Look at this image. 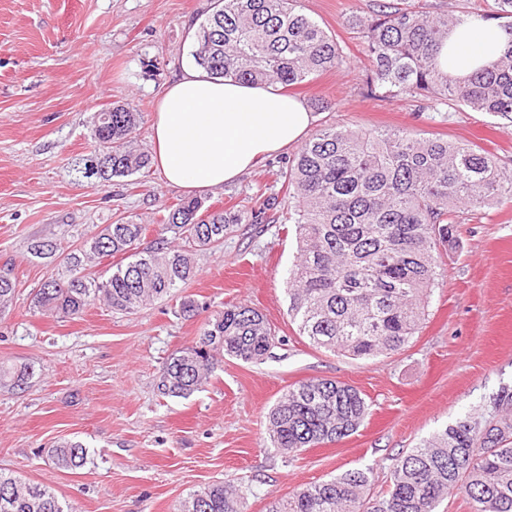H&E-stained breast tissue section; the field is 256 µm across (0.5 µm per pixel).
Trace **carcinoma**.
Instances as JSON below:
<instances>
[{"label": "carcinoma", "instance_id": "obj_1", "mask_svg": "<svg viewBox=\"0 0 512 512\" xmlns=\"http://www.w3.org/2000/svg\"><path fill=\"white\" fill-rule=\"evenodd\" d=\"M483 13L431 12L378 3L347 24L366 45L370 71L366 95L383 100L408 95L434 112L454 101L512 123V40L495 62L461 80L439 67L437 52L455 29L479 17L512 36V0H493ZM192 57L217 78L288 89L340 69L345 59L336 37L303 12L300 0H214L200 23ZM139 114L124 105L99 112L93 137L103 167L85 177H127L151 165V152L134 145ZM287 208L276 194L247 197L233 211L202 217L204 203L184 200L164 217L162 230L197 247L224 241L239 224L277 219L295 227L296 260L286 279L288 312L300 335L318 348L351 359H374L410 346L427 315L440 276L439 248L450 242L457 213L512 201V171L481 150L410 132L330 125L320 129L279 170ZM146 225H106L72 256L66 279L37 290L34 307L74 318L100 302L133 314L171 296L195 276L186 250L160 238L139 243ZM121 255L107 276L90 269ZM16 293L0 277V313ZM275 334L260 311L229 305L205 323L199 341L164 363L157 391L185 397L207 384L217 356L246 363L265 358ZM30 367L0 364V386L22 388ZM493 413L468 414L407 449L390 469L387 490L371 492L372 471L348 470L296 490L271 512H437L449 496H466L471 512H512V390L490 398ZM369 404L350 385L313 379L288 388L267 415L276 451L287 459L305 448L336 443L354 433ZM80 442L64 441L49 461L74 470L86 462ZM0 512H74L48 487L0 472ZM177 512H245L231 484H209L183 500Z\"/></svg>", "mask_w": 512, "mask_h": 512}]
</instances>
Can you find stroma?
<instances>
[{
  "instance_id": "stroma-1",
  "label": "stroma",
  "mask_w": 512,
  "mask_h": 512,
  "mask_svg": "<svg viewBox=\"0 0 512 512\" xmlns=\"http://www.w3.org/2000/svg\"><path fill=\"white\" fill-rule=\"evenodd\" d=\"M376 3L302 0L345 56L341 69L292 89L305 102H331L314 128L404 129L477 146L512 168V124L504 120L363 94L368 61L345 20ZM212 6L0 0V273L16 283L12 306L0 314V362L33 370L24 391L0 387V472L50 487L76 512H174L218 480L241 487L246 512H269L298 488L368 467L378 493L402 451L512 387V202L462 214L419 335L387 357L352 360L299 336L286 292L297 243L275 223L241 225L221 245L193 251L195 278L140 312L95 304L59 318L33 307L45 280L68 277V256L86 237L124 218L146 225L142 243L152 245L164 211L188 199L152 167L93 184L73 166L92 156L94 117L115 103L138 112L136 140L151 147L154 102L192 66L194 32ZM293 155L271 154L199 198L228 210L247 196L280 192L277 172ZM44 240L56 242L54 257L31 254ZM186 298L200 307L190 319L180 314ZM228 304L265 314L278 343L258 363L220 358L208 384L188 397L161 396L163 364L195 345ZM316 378L353 386L370 413L352 435L284 460L270 443L267 412L289 386ZM65 439L86 447L84 467L48 462L49 449Z\"/></svg>"
}]
</instances>
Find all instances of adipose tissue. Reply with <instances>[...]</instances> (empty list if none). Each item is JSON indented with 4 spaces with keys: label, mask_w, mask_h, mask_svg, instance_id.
Wrapping results in <instances>:
<instances>
[{
    "label": "adipose tissue",
    "mask_w": 512,
    "mask_h": 512,
    "mask_svg": "<svg viewBox=\"0 0 512 512\" xmlns=\"http://www.w3.org/2000/svg\"><path fill=\"white\" fill-rule=\"evenodd\" d=\"M507 39L496 24L475 20L449 35L438 62L464 78L488 64ZM314 120L301 99L277 87L190 67L154 104L153 163L170 186L191 193L220 188L264 157L301 143Z\"/></svg>",
    "instance_id": "ef3b65f1"
}]
</instances>
